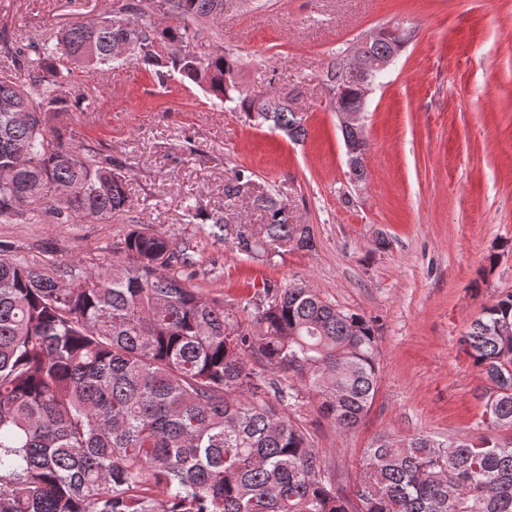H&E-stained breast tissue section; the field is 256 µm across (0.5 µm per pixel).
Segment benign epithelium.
Masks as SVG:
<instances>
[{"label":"benign epithelium","mask_w":512,"mask_h":512,"mask_svg":"<svg viewBox=\"0 0 512 512\" xmlns=\"http://www.w3.org/2000/svg\"><path fill=\"white\" fill-rule=\"evenodd\" d=\"M395 30L400 32L402 28L377 27L357 38L345 54L342 72L362 88L360 102L355 108H347L334 99L332 106L344 139L348 169L351 171L361 165L358 146L365 137L366 103L374 85L373 77L392 64L400 54L402 44L395 42L393 48L384 53L374 52L373 47L377 40Z\"/></svg>","instance_id":"7a95c632"}]
</instances>
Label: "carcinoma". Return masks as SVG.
Masks as SVG:
<instances>
[{
	"label": "carcinoma",
	"mask_w": 512,
	"mask_h": 512,
	"mask_svg": "<svg viewBox=\"0 0 512 512\" xmlns=\"http://www.w3.org/2000/svg\"><path fill=\"white\" fill-rule=\"evenodd\" d=\"M45 41L0 32V223L34 224L46 191L59 224L110 221L133 209L125 161L77 140L88 109L77 70L131 62L173 72L259 123L306 136L290 95L251 96L224 51V0H115ZM216 44L201 55L190 45ZM126 45L120 58L114 50ZM175 52L164 58L159 47ZM251 184L240 171L232 199ZM267 210L266 243L313 247L309 229ZM114 259L80 280L0 248V512H512V292L462 336L485 384L479 442L375 437L350 498L325 475L306 434L270 403L299 401L283 373L318 398L341 432L377 390L378 332L365 316L293 283L264 287L250 324L191 283L189 245L131 230Z\"/></svg>",
	"instance_id": "carcinoma-1"
}]
</instances>
